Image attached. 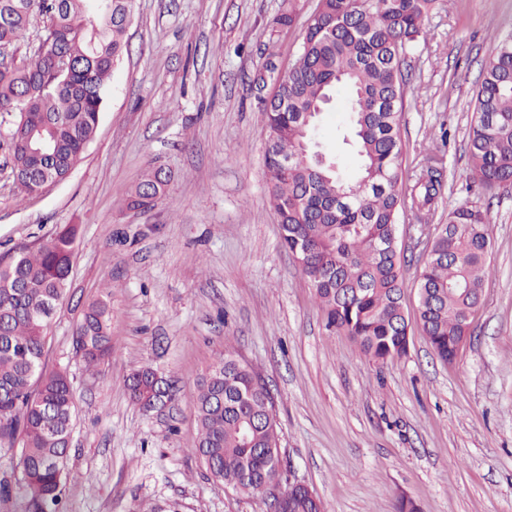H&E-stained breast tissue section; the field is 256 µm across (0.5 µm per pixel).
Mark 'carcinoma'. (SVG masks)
I'll return each instance as SVG.
<instances>
[{
	"label": "carcinoma",
	"mask_w": 512,
	"mask_h": 512,
	"mask_svg": "<svg viewBox=\"0 0 512 512\" xmlns=\"http://www.w3.org/2000/svg\"><path fill=\"white\" fill-rule=\"evenodd\" d=\"M434 0H320L300 49L272 88L259 97L265 135L264 173L282 246L303 260L327 324L350 336L360 352L387 361L407 354L412 339L404 308V255L399 217L431 213L442 187L435 155L426 152L403 190L400 117L402 65L427 37ZM134 0H0V46L29 45L31 19L45 18L43 43L20 63L0 64V112L12 117L11 161L20 189L35 194L63 181L95 135L112 91V74L128 52ZM347 93L344 151L322 153L321 115L336 88ZM467 155L487 192L512 185V36L486 63L475 98ZM168 175L145 168L124 205L161 198ZM491 220L477 205L448 210L434 225L431 255L422 260L416 323L438 360L450 363L472 335L492 275ZM69 227L37 249L21 247L0 260V447L19 448L16 479L23 512H58L75 415L67 372L50 368L45 347L63 302L75 252ZM110 301L87 307L74 336L87 370L112 356ZM140 367L128 378L134 403L154 390ZM256 373L229 353L197 383L192 409L195 455L229 489L251 494L283 490L288 512H322L309 488L288 484L280 458L275 405L252 385Z\"/></svg>",
	"instance_id": "carcinoma-1"
}]
</instances>
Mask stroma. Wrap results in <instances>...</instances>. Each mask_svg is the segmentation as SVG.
<instances>
[{
	"label": "stroma",
	"mask_w": 512,
	"mask_h": 512,
	"mask_svg": "<svg viewBox=\"0 0 512 512\" xmlns=\"http://www.w3.org/2000/svg\"><path fill=\"white\" fill-rule=\"evenodd\" d=\"M317 4L295 0L292 25L280 27L283 0H135L129 52L69 176L21 193L0 135V257L78 227L47 348L77 406L64 512H268L193 453L195 385L224 352L271 388L285 474L324 512H397L403 499L416 512H512V185L482 192L466 154L483 68L512 33V0H436L429 37L404 64L405 184L433 148L443 189L430 224L465 202L492 221L485 302L448 365L418 332L405 356L363 355L328 327L282 245L252 80L267 44L278 64L292 62ZM151 163L170 176L165 197L127 210ZM399 224L411 311L428 230L408 210ZM106 293L112 355L91 374L73 336ZM142 366L177 380L169 409L132 402L128 377Z\"/></svg>",
	"instance_id": "35a3bbf8"
}]
</instances>
